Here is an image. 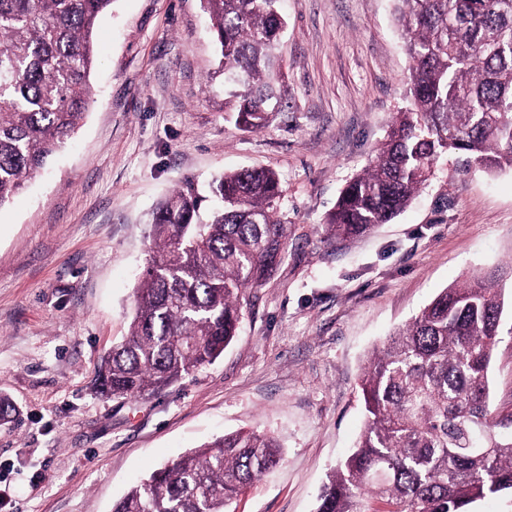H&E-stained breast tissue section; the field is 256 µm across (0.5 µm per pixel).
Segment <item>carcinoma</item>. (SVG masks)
<instances>
[{
  "label": "carcinoma",
  "instance_id": "carcinoma-1",
  "mask_svg": "<svg viewBox=\"0 0 512 512\" xmlns=\"http://www.w3.org/2000/svg\"><path fill=\"white\" fill-rule=\"evenodd\" d=\"M220 49L230 110L259 130L281 109L275 47L280 0H203ZM412 59L409 107L376 160L341 191L328 229L352 237L386 224L453 154L467 170L512 169V0H395ZM112 0H0V208L79 129L90 104L94 32ZM217 203L188 186L152 213L148 265L126 336L102 358L98 391L144 397L213 363L286 250L283 190L270 169L213 182ZM504 292L474 275L437 296L376 351L361 379L367 421L329 476L317 512H472L512 491V417L491 398ZM281 459L276 441L236 432L153 472L112 512H229Z\"/></svg>",
  "mask_w": 512,
  "mask_h": 512
}]
</instances>
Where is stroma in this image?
Instances as JSON below:
<instances>
[{
  "label": "stroma",
  "instance_id": "obj_1",
  "mask_svg": "<svg viewBox=\"0 0 512 512\" xmlns=\"http://www.w3.org/2000/svg\"><path fill=\"white\" fill-rule=\"evenodd\" d=\"M282 109L259 130L224 107L202 0H113L99 20L93 98L70 146L0 208V486L18 512H112L166 462L224 434L273 437L280 463L230 512H316L365 421L373 352L441 289L512 265V170L439 158L411 205L339 240L325 224L408 104L412 61L393 0H282ZM273 169L288 246L245 292L224 354L145 398L94 390L128 331L152 209L191 180ZM512 411V334L491 364Z\"/></svg>",
  "mask_w": 512,
  "mask_h": 512
}]
</instances>
